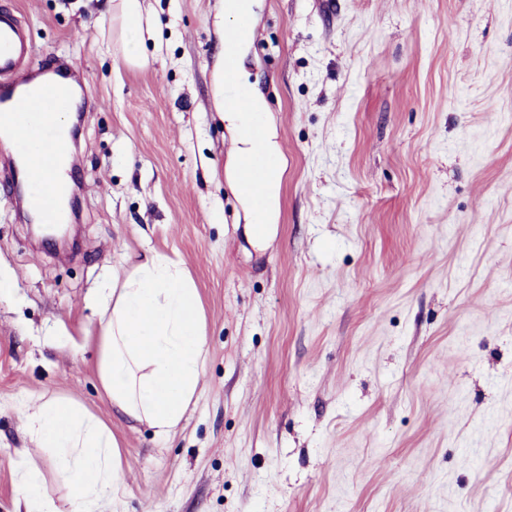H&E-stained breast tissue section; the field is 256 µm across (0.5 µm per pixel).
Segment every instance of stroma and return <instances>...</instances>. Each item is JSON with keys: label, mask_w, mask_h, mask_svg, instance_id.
<instances>
[{"label": "stroma", "mask_w": 512, "mask_h": 512, "mask_svg": "<svg viewBox=\"0 0 512 512\" xmlns=\"http://www.w3.org/2000/svg\"><path fill=\"white\" fill-rule=\"evenodd\" d=\"M223 2L144 0L131 64L107 0H0L88 100L75 253L31 238L0 147V512H24L22 451L73 512L25 427L51 398L120 444L99 512H512V0H256L239 82L279 169L260 242L229 176ZM150 252L192 277L209 347L166 438L96 373L101 299Z\"/></svg>", "instance_id": "1"}]
</instances>
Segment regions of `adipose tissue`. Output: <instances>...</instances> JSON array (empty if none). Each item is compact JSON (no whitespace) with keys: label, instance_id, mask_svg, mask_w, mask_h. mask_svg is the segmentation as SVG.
<instances>
[{"label":"adipose tissue","instance_id":"adipose-tissue-1","mask_svg":"<svg viewBox=\"0 0 512 512\" xmlns=\"http://www.w3.org/2000/svg\"><path fill=\"white\" fill-rule=\"evenodd\" d=\"M263 103L248 111L226 108L237 133V161L253 151L254 127ZM207 341L198 290L176 262L146 256L113 289L99 335L97 375L105 395L124 418L145 422L161 437L182 422L204 374ZM28 429L53 457L58 480L70 488L77 512H96L102 497L122 482L119 444L111 430L69 399L40 404ZM18 489L26 512H54L43 478L18 461Z\"/></svg>","mask_w":512,"mask_h":512}]
</instances>
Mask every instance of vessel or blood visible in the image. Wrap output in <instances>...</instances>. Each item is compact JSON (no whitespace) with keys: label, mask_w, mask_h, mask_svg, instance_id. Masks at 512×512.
Returning a JSON list of instances; mask_svg holds the SVG:
<instances>
[{"label":"vessel or blood","mask_w":512,"mask_h":512,"mask_svg":"<svg viewBox=\"0 0 512 512\" xmlns=\"http://www.w3.org/2000/svg\"><path fill=\"white\" fill-rule=\"evenodd\" d=\"M31 53V46L19 22L12 16L0 15V121H7L25 114L38 116L51 112L64 98L58 83L41 84L38 90L27 89L25 64ZM34 132L26 126L14 131L15 146L20 154L26 155V166L16 175L17 182L25 186L27 202L45 220L59 219L57 201L63 191L64 182L60 173V154L66 151V135L51 124H43L38 132L41 149L29 153L28 140ZM265 144L262 131L254 133V149L250 158L240 168V190L256 206H263L265 189L272 177L266 165Z\"/></svg>","instance_id":"b4317fda"}]
</instances>
